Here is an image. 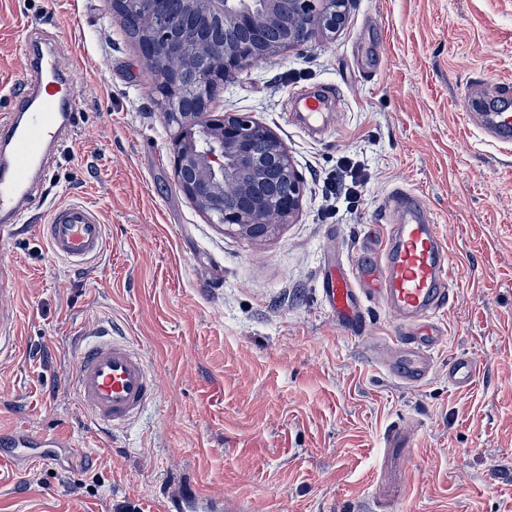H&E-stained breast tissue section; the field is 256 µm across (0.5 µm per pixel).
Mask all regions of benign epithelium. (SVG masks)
I'll return each mask as SVG.
<instances>
[{
    "label": "benign epithelium",
    "mask_w": 512,
    "mask_h": 512,
    "mask_svg": "<svg viewBox=\"0 0 512 512\" xmlns=\"http://www.w3.org/2000/svg\"><path fill=\"white\" fill-rule=\"evenodd\" d=\"M348 0H126L138 5L140 53L157 77L173 143L176 184L224 230L267 238L295 215L300 179L283 140L245 113L212 111L231 72L273 52L333 33Z\"/></svg>",
    "instance_id": "obj_1"
}]
</instances>
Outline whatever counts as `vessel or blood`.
Returning a JSON list of instances; mask_svg holds the SVG:
<instances>
[{"label": "vessel or blood", "instance_id": "b4317fda", "mask_svg": "<svg viewBox=\"0 0 512 512\" xmlns=\"http://www.w3.org/2000/svg\"><path fill=\"white\" fill-rule=\"evenodd\" d=\"M69 47L45 39L31 29L22 49L24 78L6 112L0 113V241L12 238L30 219L43 197L47 161L76 129L83 109L69 60ZM328 93H293L291 107L309 128L323 120ZM495 103L487 112H467L490 141L512 144V84L498 83ZM399 216L384 238L367 243L365 258L354 269L324 274L322 292L332 316L348 330L364 322L362 302L385 306L399 322L391 355L384 368L404 385L424 382L433 355L445 338L439 316L450 296L449 249L437 232L429 210L406 193H396ZM50 254L82 269L107 249L106 226L99 211L75 199L51 206L37 225ZM478 374L468 355L455 358L448 382L455 389L472 388ZM76 400L96 425L112 428L130 423L155 397L157 389L145 357L111 328L78 344L72 383ZM60 437L29 430L0 431V449L10 462L32 459L43 448H60ZM205 495L192 492L163 501L162 512H194Z\"/></svg>", "mask_w": 512, "mask_h": 512}]
</instances>
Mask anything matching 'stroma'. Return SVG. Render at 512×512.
I'll use <instances>...</instances> for the list:
<instances>
[{"label":"stroma","mask_w":512,"mask_h":512,"mask_svg":"<svg viewBox=\"0 0 512 512\" xmlns=\"http://www.w3.org/2000/svg\"><path fill=\"white\" fill-rule=\"evenodd\" d=\"M36 22L70 45L85 101L47 201L97 208L109 245L91 271L28 229L0 243L18 334L0 358V429L71 445L58 462L1 465L0 512H159L192 488L223 497V512H512V145L488 142L461 103L512 81V0H349L336 32L229 75L217 112L272 128L303 182L292 223L255 241L178 189V128L110 0H0V113ZM307 88L338 95L320 134L288 117ZM400 191L431 211L451 255L446 340L417 386L378 366L390 311L367 308L352 334L320 296L328 261L361 262ZM104 320L158 386L109 434L69 386L75 338ZM459 354L479 369L468 391L448 384Z\"/></svg>","instance_id":"obj_1"}]
</instances>
